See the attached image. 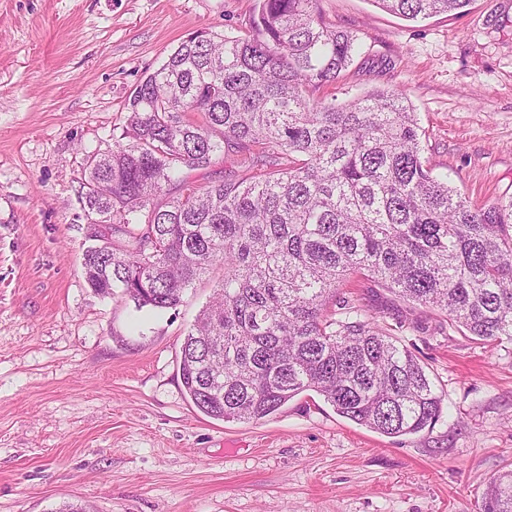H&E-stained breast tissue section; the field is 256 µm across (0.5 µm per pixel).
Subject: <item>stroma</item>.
Listing matches in <instances>:
<instances>
[{"label": "stroma", "instance_id": "35a3bbf8", "mask_svg": "<svg viewBox=\"0 0 512 512\" xmlns=\"http://www.w3.org/2000/svg\"><path fill=\"white\" fill-rule=\"evenodd\" d=\"M256 3L0 0V512H480L512 468V342L480 343L373 281L345 291L443 398L416 435L374 432L312 391L257 422L210 418L179 361L219 276L161 312L86 284V157L120 139L129 96L171 50L245 32ZM317 7L362 43L324 95L405 90L433 175L477 207L512 198V0L417 22L373 0Z\"/></svg>", "mask_w": 512, "mask_h": 512}]
</instances>
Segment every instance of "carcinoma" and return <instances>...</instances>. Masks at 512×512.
<instances>
[{
  "instance_id": "cac0c4a2",
  "label": "carcinoma",
  "mask_w": 512,
  "mask_h": 512,
  "mask_svg": "<svg viewBox=\"0 0 512 512\" xmlns=\"http://www.w3.org/2000/svg\"><path fill=\"white\" fill-rule=\"evenodd\" d=\"M316 2L258 0L244 34H192L138 83L122 139L86 161L100 230L84 278L164 310L224 267L181 347L182 386L208 417L258 421L314 391L358 425L414 435L442 396L339 288L367 276L479 341H512V199L475 208L433 177L403 91L316 96L359 51ZM374 2L416 21L470 0ZM217 156L231 160L222 180L178 182ZM166 189L178 194L157 201ZM481 512H512V470L487 483Z\"/></svg>"
}]
</instances>
